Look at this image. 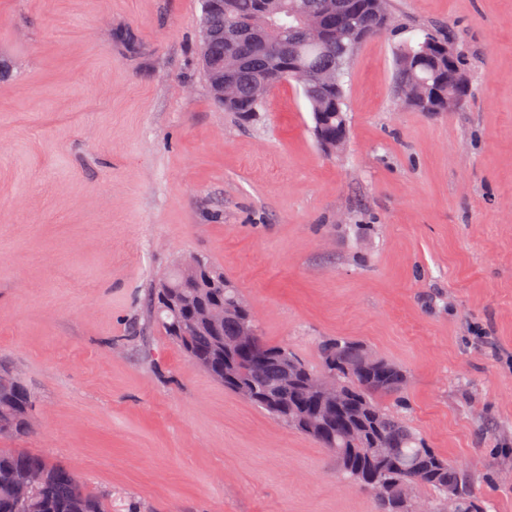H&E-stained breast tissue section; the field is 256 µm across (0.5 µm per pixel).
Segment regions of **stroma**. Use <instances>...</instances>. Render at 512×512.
Wrapping results in <instances>:
<instances>
[{
  "label": "stroma",
  "mask_w": 512,
  "mask_h": 512,
  "mask_svg": "<svg viewBox=\"0 0 512 512\" xmlns=\"http://www.w3.org/2000/svg\"><path fill=\"white\" fill-rule=\"evenodd\" d=\"M317 145L300 89L244 123L198 55L201 0H0V363L35 396L1 450L70 469L112 512H374L310 438L146 323L175 257L219 266L266 341L318 365L363 342L401 412L512 512V0H388ZM450 35L473 89L418 112L394 48Z\"/></svg>",
  "instance_id": "stroma-1"
}]
</instances>
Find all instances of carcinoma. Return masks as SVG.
Listing matches in <instances>:
<instances>
[{"instance_id":"1","label":"carcinoma","mask_w":512,"mask_h":512,"mask_svg":"<svg viewBox=\"0 0 512 512\" xmlns=\"http://www.w3.org/2000/svg\"><path fill=\"white\" fill-rule=\"evenodd\" d=\"M320 19L336 35L315 41L299 30L294 17ZM236 22H250L263 39L236 37L220 43L207 33ZM393 26L387 0H224V11H204L201 53L224 54V76L231 77L236 96L224 110L248 118L264 108L270 89L282 84L301 88L313 123L330 133L319 145L334 152L346 140L347 113L344 79L360 45ZM455 51L449 38L425 33L395 50V80L402 100L419 112L435 107L448 111V100L469 92L465 69L448 64ZM209 277L185 286L186 272L172 273L147 294L146 306L159 329L187 358L224 388L236 392L233 380L248 381L270 399L288 426L327 449L337 468L374 501L375 512H405L399 496H380L374 482L384 481L398 491L424 487L443 507L453 497L454 512H484L458 466L425 445L396 411L382 403L400 400L406 378L396 364L379 358L380 365L349 379L351 398L328 420L302 389L317 375L286 345H271L257 336L255 352L238 354L230 346L245 301L224 272L204 261ZM369 346L345 338L325 341L319 351L321 370L358 369ZM292 365L297 381L286 383L282 367ZM34 396L20 377L0 386V422L7 434L28 435ZM22 470H41L45 478L35 489L18 484ZM0 512H111L101 496L88 492L69 469L41 456L0 451Z\"/></svg>"}]
</instances>
